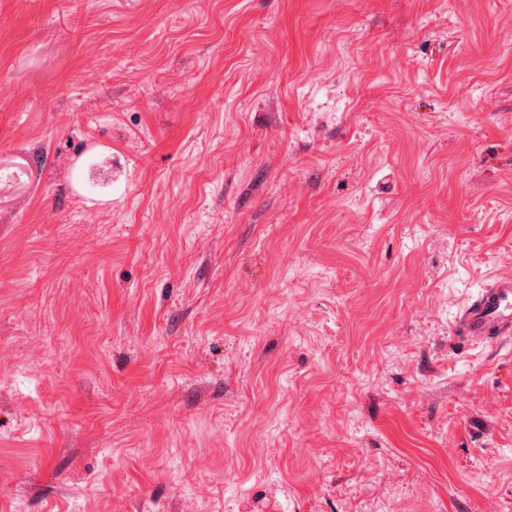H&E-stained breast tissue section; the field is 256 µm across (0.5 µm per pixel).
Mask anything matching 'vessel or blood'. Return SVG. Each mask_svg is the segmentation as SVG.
<instances>
[{
    "mask_svg": "<svg viewBox=\"0 0 512 512\" xmlns=\"http://www.w3.org/2000/svg\"><path fill=\"white\" fill-rule=\"evenodd\" d=\"M457 335L481 343L512 336V274L492 277L460 309L453 321Z\"/></svg>",
    "mask_w": 512,
    "mask_h": 512,
    "instance_id": "vessel-or-blood-1",
    "label": "vessel or blood"
}]
</instances>
